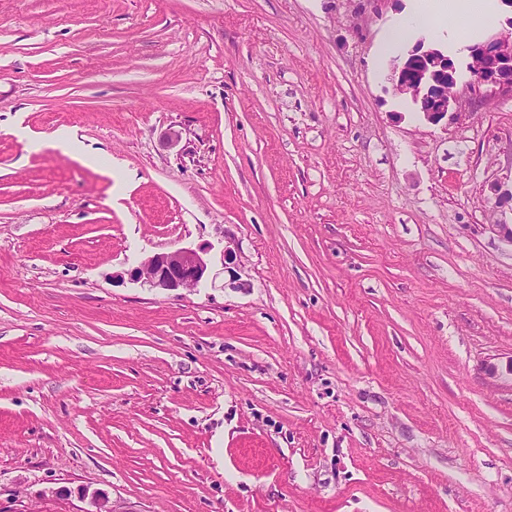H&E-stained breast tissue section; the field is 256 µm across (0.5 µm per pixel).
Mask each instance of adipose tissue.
Returning a JSON list of instances; mask_svg holds the SVG:
<instances>
[{
  "label": "adipose tissue",
  "instance_id": "adipose-tissue-1",
  "mask_svg": "<svg viewBox=\"0 0 512 512\" xmlns=\"http://www.w3.org/2000/svg\"><path fill=\"white\" fill-rule=\"evenodd\" d=\"M499 9V0H410L406 14L382 31L377 59L382 62L399 55L423 26L446 53L462 54Z\"/></svg>",
  "mask_w": 512,
  "mask_h": 512
}]
</instances>
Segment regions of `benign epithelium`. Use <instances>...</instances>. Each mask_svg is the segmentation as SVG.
Returning <instances> with one entry per match:
<instances>
[{
    "label": "benign epithelium",
    "mask_w": 512,
    "mask_h": 512,
    "mask_svg": "<svg viewBox=\"0 0 512 512\" xmlns=\"http://www.w3.org/2000/svg\"><path fill=\"white\" fill-rule=\"evenodd\" d=\"M509 29L486 37L470 50V76L467 87L493 94L512 96V16L506 19ZM389 82L394 95L411 100L422 118L438 124L448 118L457 120L461 113L453 111L460 95L459 73L455 62L433 46H425L419 39L414 48L394 63ZM208 248H178L157 253L144 260L130 272L132 280L150 288L165 291L193 289L207 278L210 261ZM237 254L226 247L223 251L224 271L229 273L230 284L237 288ZM86 507L79 512H119L108 495L102 491L80 492Z\"/></svg>",
    "instance_id": "1"
}]
</instances>
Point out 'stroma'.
<instances>
[{"instance_id": "35a3bbf8", "label": "stroma", "mask_w": 512, "mask_h": 512, "mask_svg": "<svg viewBox=\"0 0 512 512\" xmlns=\"http://www.w3.org/2000/svg\"><path fill=\"white\" fill-rule=\"evenodd\" d=\"M406 3L0 0V512H512V98L393 97ZM209 247L178 248L157 253L130 272L132 280L150 288L165 291L198 288L207 278L210 261L205 257ZM79 498L88 507H82L79 512H120L115 508L108 495L102 491L80 492Z\"/></svg>"}]
</instances>
